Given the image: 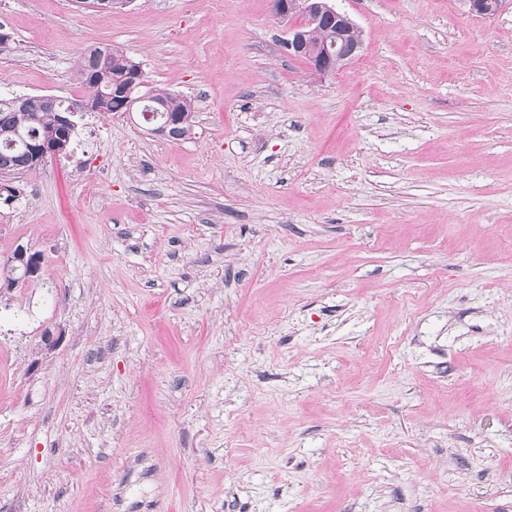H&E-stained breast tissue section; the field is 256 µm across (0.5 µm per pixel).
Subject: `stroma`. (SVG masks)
Returning a JSON list of instances; mask_svg holds the SVG:
<instances>
[{
    "label": "stroma",
    "instance_id": "1",
    "mask_svg": "<svg viewBox=\"0 0 512 512\" xmlns=\"http://www.w3.org/2000/svg\"><path fill=\"white\" fill-rule=\"evenodd\" d=\"M335 5L319 75L270 0H0V95L196 107L0 171V512H512V0ZM303 22L298 26H290L286 38L280 40V46L288 56L305 59L312 70L319 74H327L331 71V62L336 59L338 69L340 63L344 65L353 60L362 46V34L359 39L353 38L354 26H357L352 18L329 3L330 0H321L322 3H311L314 0H302ZM319 24L328 25L332 28L329 39L314 51L318 42L323 41L328 32L325 28L314 27L310 30L309 48L305 29Z\"/></svg>",
    "mask_w": 512,
    "mask_h": 512
}]
</instances>
